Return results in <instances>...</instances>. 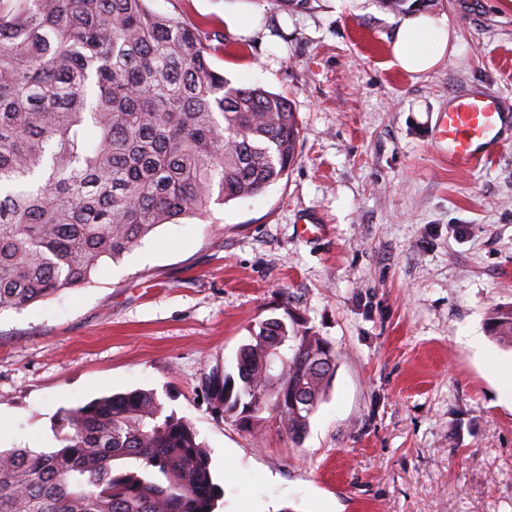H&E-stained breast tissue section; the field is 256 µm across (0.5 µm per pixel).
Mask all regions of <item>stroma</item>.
<instances>
[{
    "label": "stroma",
    "instance_id": "1",
    "mask_svg": "<svg viewBox=\"0 0 512 512\" xmlns=\"http://www.w3.org/2000/svg\"><path fill=\"white\" fill-rule=\"evenodd\" d=\"M203 33L235 87L292 103L288 174L205 218L156 229L90 284L0 313V448H50L60 411L156 391L211 455L222 512H512V402L461 338L501 361L489 318L512 306L509 147L455 165L431 140L453 95L512 104V0H151ZM444 13L433 70L391 63L401 18ZM310 219L322 227L302 237ZM291 311L331 340L332 389L292 442L216 415L209 373L233 371L259 321Z\"/></svg>",
    "mask_w": 512,
    "mask_h": 512
}]
</instances>
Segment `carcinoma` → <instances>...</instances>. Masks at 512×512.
Instances as JSON below:
<instances>
[{
  "label": "carcinoma",
  "mask_w": 512,
  "mask_h": 512,
  "mask_svg": "<svg viewBox=\"0 0 512 512\" xmlns=\"http://www.w3.org/2000/svg\"><path fill=\"white\" fill-rule=\"evenodd\" d=\"M148 2L0 0V312L91 283L158 227L256 196L295 163L288 100L231 86L209 61L224 38ZM492 329L512 343V307ZM337 359L287 311L258 322L237 374L205 377L207 397L247 432L271 414L298 443ZM54 436L0 448V512H217L209 451L152 389L67 409Z\"/></svg>",
  "instance_id": "obj_1"
}]
</instances>
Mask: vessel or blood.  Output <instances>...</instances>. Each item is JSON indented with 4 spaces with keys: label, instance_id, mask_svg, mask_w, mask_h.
I'll return each mask as SVG.
<instances>
[{
    "label": "vessel or blood",
    "instance_id": "vessel-or-blood-1",
    "mask_svg": "<svg viewBox=\"0 0 512 512\" xmlns=\"http://www.w3.org/2000/svg\"><path fill=\"white\" fill-rule=\"evenodd\" d=\"M502 97L492 88L454 96L431 128L437 147L453 164L487 160L503 147Z\"/></svg>",
    "mask_w": 512,
    "mask_h": 512
}]
</instances>
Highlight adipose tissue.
<instances>
[{"label":"adipose tissue","mask_w":512,"mask_h":512,"mask_svg":"<svg viewBox=\"0 0 512 512\" xmlns=\"http://www.w3.org/2000/svg\"><path fill=\"white\" fill-rule=\"evenodd\" d=\"M447 15L413 13L405 16L392 43V63L409 74H422L443 59L450 39Z\"/></svg>","instance_id":"adipose-tissue-1"}]
</instances>
